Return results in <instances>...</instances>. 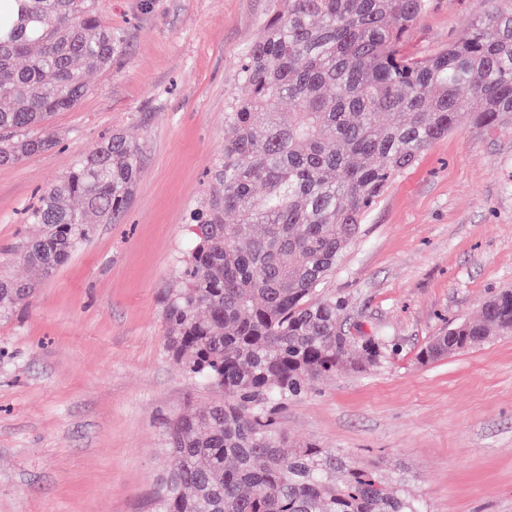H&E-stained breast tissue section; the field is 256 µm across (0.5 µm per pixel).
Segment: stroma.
Segmentation results:
<instances>
[{
	"instance_id": "stroma-1",
	"label": "stroma",
	"mask_w": 512,
	"mask_h": 512,
	"mask_svg": "<svg viewBox=\"0 0 512 512\" xmlns=\"http://www.w3.org/2000/svg\"><path fill=\"white\" fill-rule=\"evenodd\" d=\"M280 0H100L119 48L54 114L48 151L0 165V278L35 281L0 319V512H152L173 462L170 418L220 399L166 348L186 220L224 152L240 63ZM482 0H434L412 52L461 40ZM120 131L140 154L133 197L47 279L18 258L28 214L89 148ZM512 288V117L466 109L369 210L325 293L383 363L310 382L274 417L290 444L404 478L426 512H512V336L423 363L449 325Z\"/></svg>"
}]
</instances>
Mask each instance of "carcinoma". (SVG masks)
<instances>
[{
    "label": "carcinoma",
    "instance_id": "cac0c4a2",
    "mask_svg": "<svg viewBox=\"0 0 512 512\" xmlns=\"http://www.w3.org/2000/svg\"><path fill=\"white\" fill-rule=\"evenodd\" d=\"M11 2L16 19L0 13V165L55 145L46 122L78 104L119 46L99 0ZM486 4L462 41L425 56L407 41L433 0H282L262 22L166 313L173 356L224 398L168 422L174 467L153 512H425L340 452L286 449L270 407L343 364L382 362L381 337L348 336L343 300L320 287L391 177L453 131L465 104L480 103L487 126L512 115V0ZM138 170V147L121 132L85 152L31 213L42 232L20 259L51 275L89 238L91 220L120 216ZM33 294L34 283L1 278L0 317ZM511 335L506 288L420 360Z\"/></svg>",
    "mask_w": 512,
    "mask_h": 512
}]
</instances>
